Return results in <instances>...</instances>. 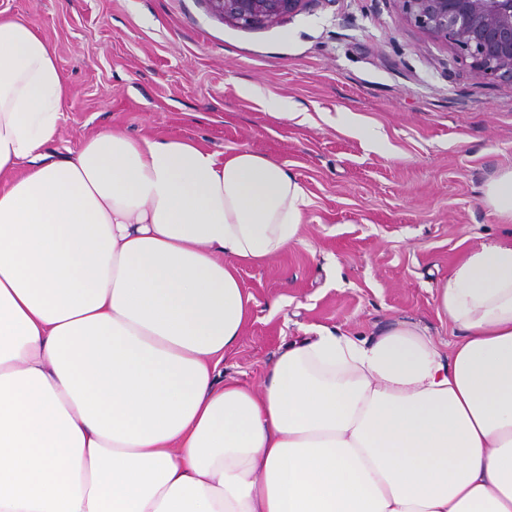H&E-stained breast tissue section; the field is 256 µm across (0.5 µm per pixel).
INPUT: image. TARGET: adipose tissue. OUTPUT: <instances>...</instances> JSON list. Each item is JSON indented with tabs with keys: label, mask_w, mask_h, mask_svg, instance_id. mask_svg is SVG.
<instances>
[{
	"label": "adipose tissue",
	"mask_w": 512,
	"mask_h": 512,
	"mask_svg": "<svg viewBox=\"0 0 512 512\" xmlns=\"http://www.w3.org/2000/svg\"><path fill=\"white\" fill-rule=\"evenodd\" d=\"M70 89L0 13V512H512V244L436 289L441 356L399 320L314 327L261 389L222 376L240 268L297 243L277 158L102 129L47 154ZM512 224V167L481 188Z\"/></svg>",
	"instance_id": "adipose-tissue-1"
}]
</instances>
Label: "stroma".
<instances>
[{"instance_id": "35a3bbf8", "label": "stroma", "mask_w": 512, "mask_h": 512, "mask_svg": "<svg viewBox=\"0 0 512 512\" xmlns=\"http://www.w3.org/2000/svg\"><path fill=\"white\" fill-rule=\"evenodd\" d=\"M0 12L40 30L71 89L46 152L107 127L189 137L275 156L304 185L299 242L241 268L254 313L225 377L261 387L279 351L313 326L370 338L403 319L441 351L459 339L434 290L480 242H512V224L480 201L512 167V84L483 82L399 23L395 0H338L260 28L215 15L208 0H0ZM245 84L306 118L275 119Z\"/></svg>"}]
</instances>
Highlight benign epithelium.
<instances>
[{
    "mask_svg": "<svg viewBox=\"0 0 512 512\" xmlns=\"http://www.w3.org/2000/svg\"><path fill=\"white\" fill-rule=\"evenodd\" d=\"M211 9L243 27L293 17L313 4L338 0H208ZM401 24L448 46L487 83L512 82V0H396Z\"/></svg>",
    "mask_w": 512,
    "mask_h": 512,
    "instance_id": "benign-epithelium-1",
    "label": "benign epithelium"
}]
</instances>
